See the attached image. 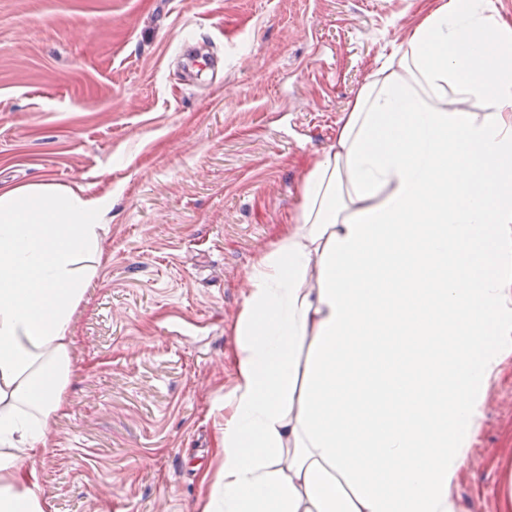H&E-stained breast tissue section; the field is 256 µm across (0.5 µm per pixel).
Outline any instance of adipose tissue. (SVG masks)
Returning <instances> with one entry per match:
<instances>
[{
  "label": "adipose tissue",
  "instance_id": "obj_1",
  "mask_svg": "<svg viewBox=\"0 0 512 512\" xmlns=\"http://www.w3.org/2000/svg\"><path fill=\"white\" fill-rule=\"evenodd\" d=\"M419 2L244 273L196 512H462L458 470L512 362V23L495 0ZM106 213L79 184L0 191V512H49L38 463ZM382 305L407 312L400 335L352 334ZM432 429L440 448L416 451Z\"/></svg>",
  "mask_w": 512,
  "mask_h": 512
}]
</instances>
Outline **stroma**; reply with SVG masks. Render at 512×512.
<instances>
[{"label":"stroma","instance_id":"stroma-1","mask_svg":"<svg viewBox=\"0 0 512 512\" xmlns=\"http://www.w3.org/2000/svg\"><path fill=\"white\" fill-rule=\"evenodd\" d=\"M417 0H0V189L106 198L105 261L38 464L53 512H195L216 472L226 328L308 158ZM195 44L220 63L187 77ZM512 363L455 493L503 512Z\"/></svg>","mask_w":512,"mask_h":512}]
</instances>
